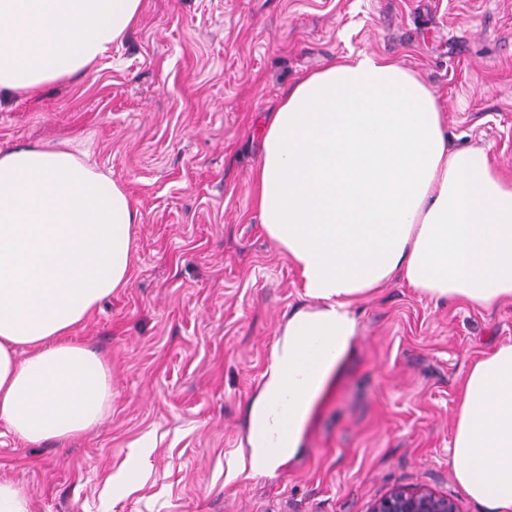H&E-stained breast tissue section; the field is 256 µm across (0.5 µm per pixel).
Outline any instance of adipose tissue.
Masks as SVG:
<instances>
[{"label":"adipose tissue","mask_w":512,"mask_h":512,"mask_svg":"<svg viewBox=\"0 0 512 512\" xmlns=\"http://www.w3.org/2000/svg\"><path fill=\"white\" fill-rule=\"evenodd\" d=\"M140 15L141 0H0V94L89 74ZM261 133L255 204L308 303L248 410L253 472L297 453L359 333L354 304L393 275L434 300L512 298V179L484 148L451 146L433 91L399 62L336 60ZM139 221L126 188L65 144L0 150V422L30 444L77 438L110 406L108 362L71 335L128 286ZM451 462L487 512H512V343L464 375Z\"/></svg>","instance_id":"adipose-tissue-1"}]
</instances>
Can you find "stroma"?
<instances>
[{
  "label": "stroma",
  "mask_w": 512,
  "mask_h": 512,
  "mask_svg": "<svg viewBox=\"0 0 512 512\" xmlns=\"http://www.w3.org/2000/svg\"><path fill=\"white\" fill-rule=\"evenodd\" d=\"M87 76L0 97V149L68 142L141 215L130 282L73 340L112 368L103 421L34 447L0 424V478L30 512H368L429 488L486 512L450 446L471 362L512 342V299L434 302L393 278L357 302L360 334L297 454L238 472L247 410L300 277L265 235L252 176L288 88L361 51L436 94L453 145L512 176V0H142Z\"/></svg>",
  "instance_id": "1"
}]
</instances>
